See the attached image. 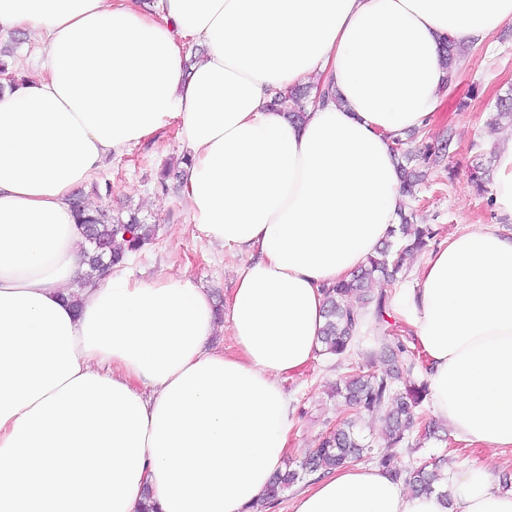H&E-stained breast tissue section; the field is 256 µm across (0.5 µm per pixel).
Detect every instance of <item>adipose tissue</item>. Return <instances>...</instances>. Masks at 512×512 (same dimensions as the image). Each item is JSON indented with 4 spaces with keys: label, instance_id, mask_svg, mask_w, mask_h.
I'll list each match as a JSON object with an SVG mask.
<instances>
[{
    "label": "adipose tissue",
    "instance_id": "ef3b65f1",
    "mask_svg": "<svg viewBox=\"0 0 512 512\" xmlns=\"http://www.w3.org/2000/svg\"><path fill=\"white\" fill-rule=\"evenodd\" d=\"M512 0H0V31L44 47L0 90V512H252L287 451L281 382L314 357L323 287L347 278L407 204L392 151L434 119L442 39L483 44ZM208 50L185 65L186 42ZM312 83L303 124L273 90ZM177 120L184 193L212 245L249 255L209 341L184 275L75 288L73 192ZM453 435L512 451V240L450 236L397 297ZM452 498L347 466L292 512H512L487 470Z\"/></svg>",
    "mask_w": 512,
    "mask_h": 512
}]
</instances>
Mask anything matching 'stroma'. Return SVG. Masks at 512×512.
Instances as JSON below:
<instances>
[{
  "mask_svg": "<svg viewBox=\"0 0 512 512\" xmlns=\"http://www.w3.org/2000/svg\"><path fill=\"white\" fill-rule=\"evenodd\" d=\"M512 93V22L504 23L479 47L468 49L456 63L454 83L444 92L440 115L431 126L403 132L404 149L449 141L446 156L434 166L410 203L416 223L430 225L435 235L426 250L408 259L398 282L412 288L418 271L448 237L470 228L489 226L512 239V223L505 222L470 180L473 169L487 162L502 143L512 139V129L491 132L487 122L497 98ZM182 155L176 122H168L152 136L122 154L107 160L91 184L80 188L86 203L129 207L138 210L147 223L157 225L153 243L133 255L121 272L135 281H154L182 270L219 301H227L240 268L248 258L228 250L218 253L197 226L182 194V180L160 184L164 166ZM345 366L324 356L315 358L283 383L294 412L285 460L296 465L317 447L337 422L355 418L359 432L379 439L380 425L365 415H355L343 398L333 396L330 386ZM411 448L399 452L398 467L430 456L448 458L449 471L462 467L488 468L493 480L512 484V455L490 448H477L456 438L448 427L434 437L416 428Z\"/></svg>",
  "mask_w": 512,
  "mask_h": 512,
  "instance_id": "1",
  "label": "stroma"
}]
</instances>
